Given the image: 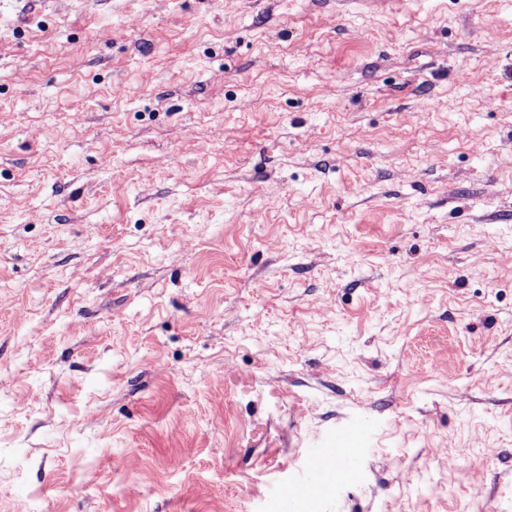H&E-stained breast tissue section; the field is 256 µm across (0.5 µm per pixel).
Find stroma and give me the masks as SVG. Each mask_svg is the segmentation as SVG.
Returning a JSON list of instances; mask_svg holds the SVG:
<instances>
[{
	"mask_svg": "<svg viewBox=\"0 0 512 512\" xmlns=\"http://www.w3.org/2000/svg\"><path fill=\"white\" fill-rule=\"evenodd\" d=\"M336 439L290 512H512V0H0V512ZM310 469L313 478L303 476L292 481L284 488H278L276 497L296 499L316 495L322 491H331L352 469V462L338 456L335 448H320L311 459Z\"/></svg>",
	"mask_w": 512,
	"mask_h": 512,
	"instance_id": "1",
	"label": "stroma"
}]
</instances>
